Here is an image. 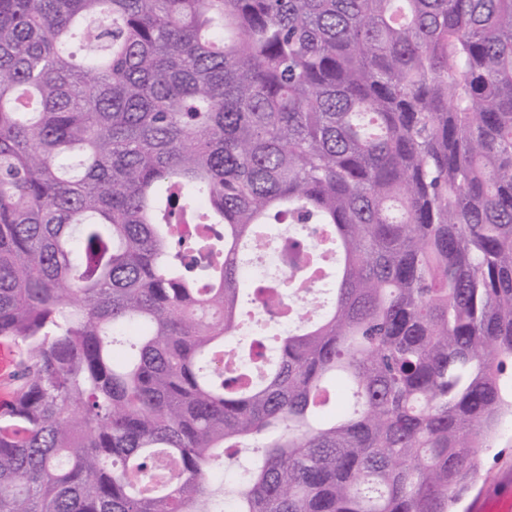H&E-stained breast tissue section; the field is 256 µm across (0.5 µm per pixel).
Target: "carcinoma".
Segmentation results:
<instances>
[{"label":"carcinoma","mask_w":512,"mask_h":512,"mask_svg":"<svg viewBox=\"0 0 512 512\" xmlns=\"http://www.w3.org/2000/svg\"><path fill=\"white\" fill-rule=\"evenodd\" d=\"M0 338V512H454L512 419V0H0Z\"/></svg>","instance_id":"carcinoma-1"}]
</instances>
